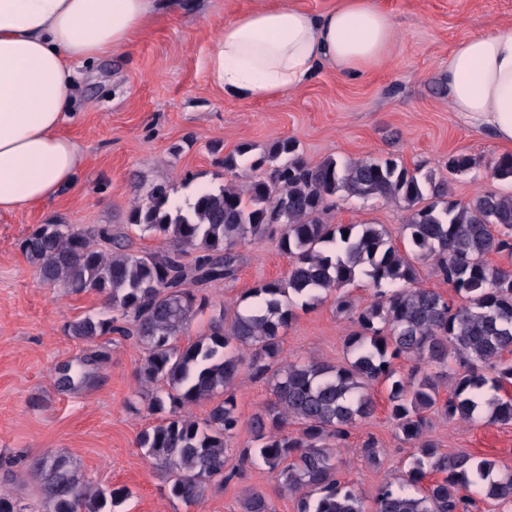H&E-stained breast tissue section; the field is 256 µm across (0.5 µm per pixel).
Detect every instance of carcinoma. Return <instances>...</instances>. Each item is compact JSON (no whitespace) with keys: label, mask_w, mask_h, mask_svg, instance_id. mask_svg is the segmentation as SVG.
I'll use <instances>...</instances> for the list:
<instances>
[{"label":"carcinoma","mask_w":512,"mask_h":512,"mask_svg":"<svg viewBox=\"0 0 512 512\" xmlns=\"http://www.w3.org/2000/svg\"><path fill=\"white\" fill-rule=\"evenodd\" d=\"M251 151L249 144L238 146L224 156V169L240 178L238 159ZM475 166L469 155L448 159L457 174ZM263 167L266 175L255 174ZM250 170L239 184L200 188L183 202L163 184L138 187L129 223L163 240L161 249L135 252L127 234L110 224H40L21 242L44 280L103 297V312L70 323V335L92 342L117 333L146 350L140 378L154 386L151 410L167 417L143 432L138 446L170 495L194 503L239 475L225 454L239 423L228 389L245 368L251 378L266 380L274 401L253 417L257 446L244 449L240 461L264 465L281 490L297 496V512H472L473 488L511 507V472L493 479L492 461L443 454L420 438L432 409L469 422L481 408L493 421L512 422V398L498 394L512 384L506 358L512 354V270L489 262L494 253H512V192L456 200L447 180L392 158L342 162L328 156L310 163L292 138L270 144ZM492 175L512 183V154L493 162ZM340 192L403 203L406 244L398 246L374 224L327 223ZM273 233L290 259L287 275L253 288L250 310L216 319L208 332L181 344L202 303L198 289L236 275L239 242ZM192 252L189 263L184 257ZM422 260L432 262L457 299L418 286ZM360 276L375 298L359 308L344 288ZM333 291L337 311L357 325L346 341L348 359L340 366L283 359L282 330L294 318L295 299L307 307ZM99 356L96 351L59 368L58 387L85 380V363ZM395 359L439 368L459 362L466 370L442 400L436 376L415 365L408 377L397 378ZM375 384L388 390L397 430L419 442L405 482L421 496L386 483L369 508L363 492L337 477L334 459L351 430L375 414ZM201 402L211 407L199 421L186 409ZM292 423L301 425L296 434L288 431ZM30 472L43 512H104L128 496L124 487L90 485L65 455L38 458ZM242 510L275 512L266 494L251 487L242 491Z\"/></svg>","instance_id":"obj_1"}]
</instances>
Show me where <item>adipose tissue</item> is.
<instances>
[{
  "label": "adipose tissue",
  "mask_w": 512,
  "mask_h": 512,
  "mask_svg": "<svg viewBox=\"0 0 512 512\" xmlns=\"http://www.w3.org/2000/svg\"><path fill=\"white\" fill-rule=\"evenodd\" d=\"M154 12L155 0H0V214L73 184L82 149L61 127L71 117L75 67L127 45ZM395 39L390 15L373 0H337L317 17L259 6L225 24L207 76L224 94L266 100L301 88L325 59L363 73ZM448 104L512 146V32L479 34L452 50Z\"/></svg>",
  "instance_id": "adipose-tissue-1"
}]
</instances>
